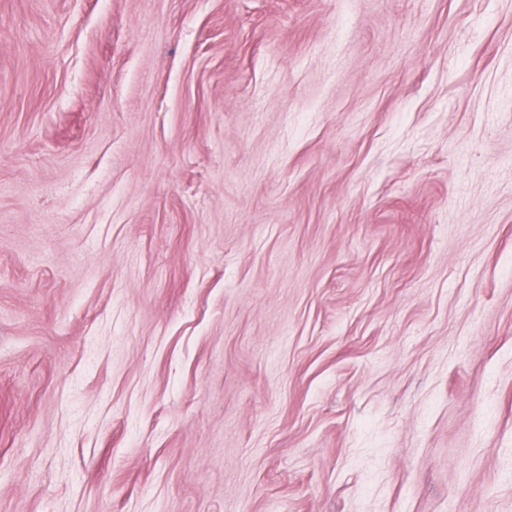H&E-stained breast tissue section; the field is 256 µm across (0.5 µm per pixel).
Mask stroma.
<instances>
[{"label": "stroma", "mask_w": 512, "mask_h": 512, "mask_svg": "<svg viewBox=\"0 0 512 512\" xmlns=\"http://www.w3.org/2000/svg\"><path fill=\"white\" fill-rule=\"evenodd\" d=\"M0 512H512V0H0Z\"/></svg>", "instance_id": "1"}]
</instances>
